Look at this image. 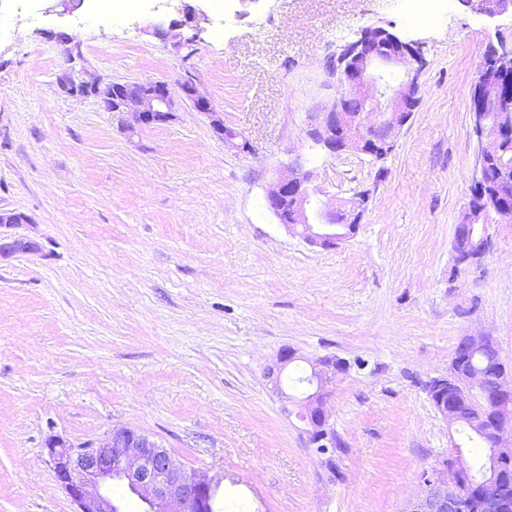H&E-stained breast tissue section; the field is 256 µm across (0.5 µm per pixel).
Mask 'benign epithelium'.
<instances>
[{
	"mask_svg": "<svg viewBox=\"0 0 512 512\" xmlns=\"http://www.w3.org/2000/svg\"><path fill=\"white\" fill-rule=\"evenodd\" d=\"M472 11L490 19L512 12V0H477ZM192 34L182 46L190 48L199 39L195 25L202 11L190 4L181 8ZM492 68H480L475 119L478 121L477 158L473 181L482 183L488 165L503 150L512 135V96L505 84L512 80V47L504 41L489 46ZM78 47L69 50L68 67L58 77L60 89L68 95L93 97L109 112H130L139 126L164 125L173 120L174 102L164 82L138 85L124 104L113 103L112 85L80 78ZM405 67L404 80L396 87L381 86L382 71ZM425 66L423 46L381 26L366 27L359 37L339 49L334 60L338 91L322 112L309 114L306 136L330 154H360L373 160L384 159L402 128L412 119L419 100V75ZM194 109L207 116L214 134L232 149L247 152L248 142H237L239 134L224 126V118L213 100L191 83L181 87ZM357 107L350 108V102ZM363 191L337 207L316 198L310 188V172L298 164L288 167L273 181L265 203L292 233L311 246L331 249L358 230L367 205ZM489 214L473 208L456 225L453 249L456 262L465 266L480 264L490 250L488 234L480 229ZM29 224L26 215L0 209V262L19 253H37L40 242L11 230ZM459 348L484 351L495 346L488 336L465 335ZM295 353L283 351L267 367L266 378L285 399L281 375ZM345 365L335 358L316 360L311 366L309 384L315 390L296 401L295 416L303 424L309 442L321 448L336 446V434L326 429L323 406L326 386L343 373ZM427 395L448 424L464 423L485 436L494 452L495 463L481 480L464 477L466 467L453 458L440 460L424 473L423 496L409 502L402 512H512V382L504 366L496 369L493 384L482 372L464 368L463 359L453 356L448 374L429 380ZM45 447L56 479L75 505L74 512H123L124 502L112 496V485L127 484L137 496L143 512H210L216 490L212 479L178 467L168 451L149 436L131 429H116L87 444L74 445L51 435Z\"/></svg>",
	"mask_w": 512,
	"mask_h": 512,
	"instance_id": "1",
	"label": "benign epithelium"
}]
</instances>
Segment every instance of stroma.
I'll use <instances>...</instances> for the list:
<instances>
[{"label":"stroma","instance_id":"35a3bbf8","mask_svg":"<svg viewBox=\"0 0 512 512\" xmlns=\"http://www.w3.org/2000/svg\"><path fill=\"white\" fill-rule=\"evenodd\" d=\"M179 5L110 21L43 0L33 22L0 0V209L26 215L43 246L0 263V512H73L47 437L122 427L217 478L221 512H402L461 439L424 382L466 334L491 337L512 372V220L489 224L481 264L453 258L477 153L471 87L512 17L461 0L431 25L410 24L400 0H224L226 24L203 0L186 50ZM372 25L423 44L421 103L384 160L334 157L306 140L307 116L336 95L328 60ZM67 35L83 80L165 82L174 120L132 135L131 114L64 93ZM186 82L250 152L213 133ZM296 160L328 205L369 194L336 248L264 206ZM285 349L291 373L348 365L325 389L335 482L265 376Z\"/></svg>","mask_w":512,"mask_h":512}]
</instances>
